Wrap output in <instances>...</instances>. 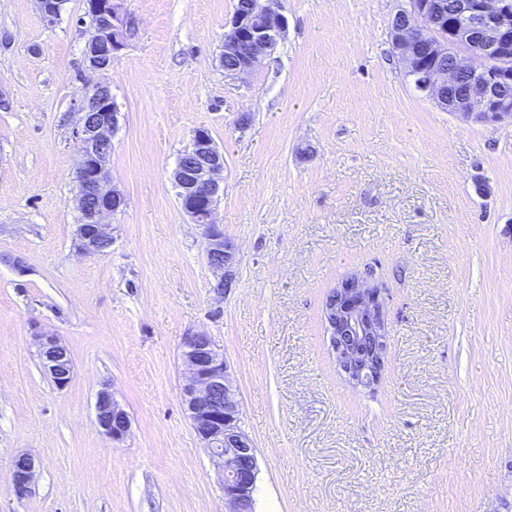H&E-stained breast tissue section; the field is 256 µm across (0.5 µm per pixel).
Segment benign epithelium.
Wrapping results in <instances>:
<instances>
[{
    "mask_svg": "<svg viewBox=\"0 0 512 512\" xmlns=\"http://www.w3.org/2000/svg\"><path fill=\"white\" fill-rule=\"evenodd\" d=\"M61 0H36L47 23L55 22ZM94 20L87 42L86 69H109L112 56L124 45L123 0H86ZM460 22L448 26L442 0H408L391 25L393 56L411 77L418 91L441 108L484 123H512V99L503 90L512 84V0H462ZM288 32L287 18L260 0H247L225 24L224 76L238 78L261 68ZM450 58L454 69L441 64ZM473 74L468 100L457 105L443 93L455 72ZM74 112L78 120L72 137L78 147L74 206L83 215L77 225L75 249L82 256L103 253L112 246L109 218L125 205L124 195L110 185L108 163L112 139L119 129L120 112L112 105L111 87L88 81ZM224 153L205 127L196 129L191 146L173 172L184 213L203 227L207 264L216 276L215 291L232 287L237 253L233 242L215 221L224 195ZM339 292L324 306L329 345L338 370L355 388L379 382L387 356L388 323L381 288L364 271L336 283ZM42 367L53 383L66 387L73 376L70 352L56 334L41 330L34 335ZM180 355L187 375L183 401L194 431L211 456L222 466L225 512H253L257 455L251 438L241 429V404L228 373L223 352L211 336L197 331L184 337ZM96 425L113 442L130 430L127 412L104 387L96 397ZM36 464L21 453L13 461L11 493L25 498L32 493Z\"/></svg>",
    "mask_w": 512,
    "mask_h": 512,
    "instance_id": "obj_1",
    "label": "benign epithelium"
}]
</instances>
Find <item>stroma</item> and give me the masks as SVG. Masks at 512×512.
Instances as JSON below:
<instances>
[{
	"instance_id": "stroma-1",
	"label": "stroma",
	"mask_w": 512,
	"mask_h": 512,
	"mask_svg": "<svg viewBox=\"0 0 512 512\" xmlns=\"http://www.w3.org/2000/svg\"><path fill=\"white\" fill-rule=\"evenodd\" d=\"M84 2L50 24L34 0H0V512H225L182 403L194 331L241 396L254 512H512V125L415 90L391 49L401 0H276L288 35L243 79L219 62L237 0H124L126 43L99 79L121 113L108 172L125 205L111 249L84 257ZM200 127L224 152L216 220L237 249L221 297L171 180ZM367 267L388 358L358 389L322 309ZM38 327L71 353L65 388ZM106 386L131 421L118 444L95 422ZM21 453L36 477L19 500ZM42 367L58 388L66 387L73 376L70 352L56 334L41 330L34 335ZM36 464L32 455L28 453L18 454L12 467L11 493L19 498H25L32 493L35 479Z\"/></svg>"
}]
</instances>
